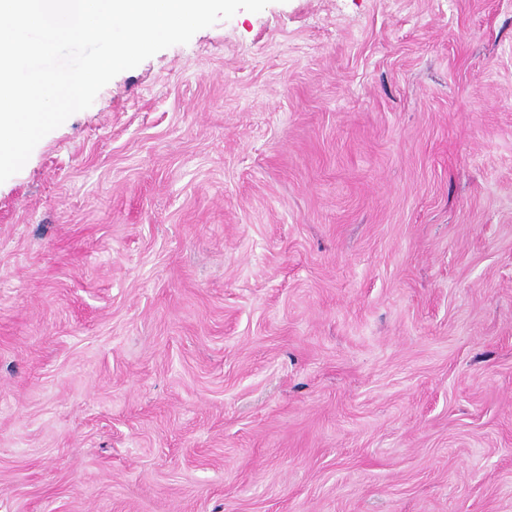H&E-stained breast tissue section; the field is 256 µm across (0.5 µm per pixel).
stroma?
I'll return each instance as SVG.
<instances>
[{"instance_id": "stroma-1", "label": "stroma", "mask_w": 512, "mask_h": 512, "mask_svg": "<svg viewBox=\"0 0 512 512\" xmlns=\"http://www.w3.org/2000/svg\"><path fill=\"white\" fill-rule=\"evenodd\" d=\"M0 512H512V0H272L47 134Z\"/></svg>"}]
</instances>
